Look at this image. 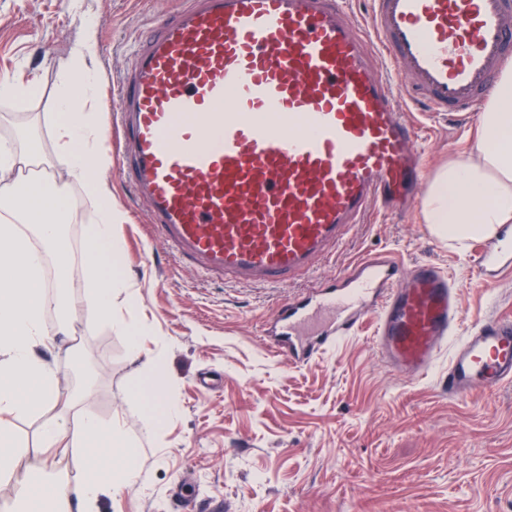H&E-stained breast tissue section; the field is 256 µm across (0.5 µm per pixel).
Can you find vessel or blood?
<instances>
[{
    "instance_id": "obj_1",
    "label": "vessel or blood",
    "mask_w": 512,
    "mask_h": 512,
    "mask_svg": "<svg viewBox=\"0 0 512 512\" xmlns=\"http://www.w3.org/2000/svg\"><path fill=\"white\" fill-rule=\"evenodd\" d=\"M369 33L345 0H187L139 42L119 85L120 173L148 203L176 263L243 285L313 272L376 210L413 205L418 130L397 87L429 111L468 115L512 66V0H371ZM488 287L512 241L473 254ZM417 377L448 358L449 396L512 383V319L492 316L459 343L455 288L436 265L379 257L284 301L266 346L314 361L355 335Z\"/></svg>"
}]
</instances>
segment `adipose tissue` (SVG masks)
Returning <instances> with one entry per match:
<instances>
[{"label": "adipose tissue", "mask_w": 512, "mask_h": 512, "mask_svg": "<svg viewBox=\"0 0 512 512\" xmlns=\"http://www.w3.org/2000/svg\"><path fill=\"white\" fill-rule=\"evenodd\" d=\"M82 36L61 73L51 133L67 175L84 186L98 203L96 224L88 229L87 301L97 315L113 328L126 332L130 326L113 314L112 300L124 281L112 272V260L120 245L112 232L121 223L105 178V156L95 112L99 94L97 27L95 17H80ZM25 154L0 155V478L15 480L17 490L0 512H70L71 504L53 480L30 486L16 479L19 445L11 430L12 419L29 413L51 399L56 375L35 347L45 336L44 315H65L61 291H46L43 266L53 259L59 276H66L69 255L60 227L69 212L63 206L61 188L47 178L18 185L12 174L27 163ZM422 218L434 235L459 246L494 238L502 225L512 223V70H505L479 117L474 148L439 167L430 178L422 202ZM33 225L41 242L32 248L19 227ZM33 381V395L20 397L17 386ZM78 435L90 448L82 459L77 479L82 512H97V504L113 480L133 485L139 478L136 444L118 423L103 424L92 416L79 425ZM121 458L119 472L103 469L106 453Z\"/></svg>", "instance_id": "obj_1"}]
</instances>
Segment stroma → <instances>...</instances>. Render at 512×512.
<instances>
[{"mask_svg": "<svg viewBox=\"0 0 512 512\" xmlns=\"http://www.w3.org/2000/svg\"><path fill=\"white\" fill-rule=\"evenodd\" d=\"M184 2L85 0L100 20L102 135L112 129L114 85L131 68L140 36ZM81 35L70 0H0V81L33 86L25 99L0 97V150L30 155L67 191L73 214L63 226L69 330L36 347L57 374L56 395L13 422L23 463L40 458L47 420L72 427L88 415L107 424L118 416L141 446L140 479L109 490L98 512H205L215 500L223 512H512V384L448 396L444 354L425 376L401 377L379 356L372 314L357 335L301 367L261 338L284 299L385 253L449 275L462 306L459 335L486 317H512V271L494 287H477L471 249L436 237L420 209L374 212L318 262L315 278L278 288L226 284L173 261L109 147L105 175L124 217L113 227L121 247L115 271L126 282L113 310L141 332L131 354L125 333L86 302L85 238L96 208L68 181L49 133L61 68ZM399 103L423 117L426 174L472 147L477 116L429 117L423 105ZM151 366L165 376L178 414L149 434L147 408L132 392L148 386Z\"/></svg>", "mask_w": 512, "mask_h": 512, "instance_id": "35a3bbf8", "label": "stroma"}]
</instances>
